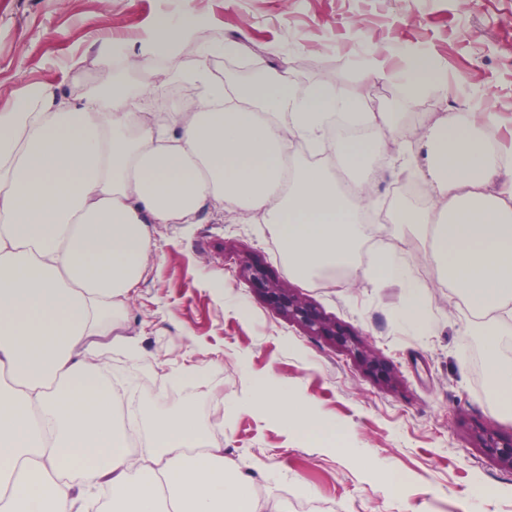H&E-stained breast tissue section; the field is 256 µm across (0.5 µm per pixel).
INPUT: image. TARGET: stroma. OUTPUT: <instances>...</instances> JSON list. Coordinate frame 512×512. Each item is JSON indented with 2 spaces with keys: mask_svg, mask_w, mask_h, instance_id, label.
I'll list each match as a JSON object with an SVG mask.
<instances>
[{
  "mask_svg": "<svg viewBox=\"0 0 512 512\" xmlns=\"http://www.w3.org/2000/svg\"><path fill=\"white\" fill-rule=\"evenodd\" d=\"M184 15L203 23L184 65L200 46L234 42L239 53L213 56V72L259 65L301 92L333 77L347 97L403 113L408 127L450 112L490 114L497 142L512 143V0H0V107L30 84L71 96L93 90L110 38L113 73L125 76L156 19ZM411 58L433 64L438 86L411 96L404 83L369 76L376 67L403 71ZM394 146L373 173L377 217L398 205L401 182L418 178L410 159L419 136ZM152 236L151 267L125 314L143 354L112 350V379L143 391L179 367L216 362L188 397L204 407L221 390L224 457L250 474L260 497L290 512H399L404 503L413 512H512V467L482 444L490 433L512 437V413L499 410L487 382L482 319L438 269H426L428 241L384 237L425 300L431 327L420 331L397 317L401 284L348 270L338 284L296 278L265 225L222 203ZM272 287L301 297L335 335L288 319ZM262 383L287 384L292 399L341 428L340 442L298 435L271 413ZM393 474L402 488L391 486Z\"/></svg>",
  "mask_w": 512,
  "mask_h": 512,
  "instance_id": "1",
  "label": "stroma"
}]
</instances>
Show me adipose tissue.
Listing matches in <instances>:
<instances>
[{
	"label": "adipose tissue",
	"instance_id": "adipose-tissue-1",
	"mask_svg": "<svg viewBox=\"0 0 512 512\" xmlns=\"http://www.w3.org/2000/svg\"><path fill=\"white\" fill-rule=\"evenodd\" d=\"M192 27L188 17L158 20L131 64L145 69L163 57L207 84L195 110L180 106L160 120L137 111L112 81L108 50L97 59L107 101L33 84L0 109V512H89L99 486L112 512H288L287 502L253 495L250 477L213 443L221 399L156 415L132 456L118 416H139L160 398L118 394L95 361L107 346L141 354L124 314L152 258L151 226L192 223L211 202L264 224L296 277L356 265L379 233L360 220L374 161L406 128L401 113L355 111L333 82L301 98L284 77L251 89L260 113L226 101L209 62L237 46L204 47L183 68ZM492 121L456 112L437 123L420 172L425 201L398 207L391 224L430 239L449 288L487 317L488 381L511 410L512 357L498 339L512 335V185L493 182L512 168V152H495ZM359 125L372 136H350ZM336 126L344 132L333 146L353 177L345 191L325 168L297 165L290 153L298 140L324 148ZM363 276L403 284L400 319L429 327L397 250H383ZM268 400L280 418L299 419L301 435L338 438L335 425L296 407L287 385Z\"/></svg>",
	"mask_w": 512,
	"mask_h": 512
}]
</instances>
